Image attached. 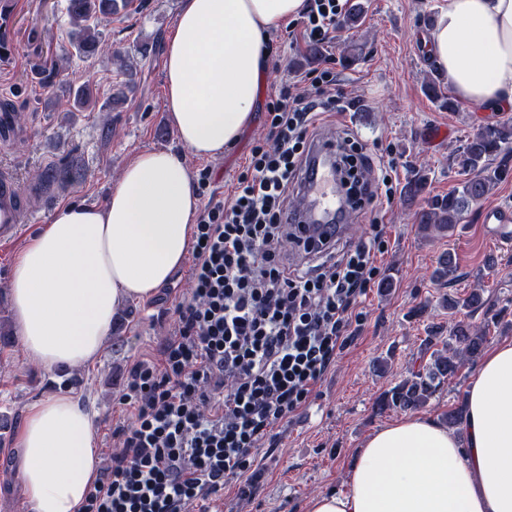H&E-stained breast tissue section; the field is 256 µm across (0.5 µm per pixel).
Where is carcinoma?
Returning a JSON list of instances; mask_svg holds the SVG:
<instances>
[{
	"label": "carcinoma",
	"instance_id": "cac0c4a2",
	"mask_svg": "<svg viewBox=\"0 0 512 512\" xmlns=\"http://www.w3.org/2000/svg\"><path fill=\"white\" fill-rule=\"evenodd\" d=\"M126 0H67L66 15L71 27L72 45L76 53L89 57L100 49L99 30L94 22L112 16ZM72 111L85 112L96 107L97 84L86 81L71 92ZM512 142V128L504 125L486 127L477 132L462 147L459 165L472 177L462 182L461 189L448 197L431 203L420 219L425 233L445 234L459 223L470 205L480 201L492 187L506 176L507 171L490 167V157L499 154ZM484 305L480 293L448 300V311L454 314L462 309L477 310ZM487 336L482 331L458 322L449 330L443 349L432 350L430 361L391 390V396L381 400L380 406L421 407L433 397L437 384L456 374L467 358L477 356Z\"/></svg>",
	"mask_w": 512,
	"mask_h": 512
}]
</instances>
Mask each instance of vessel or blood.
I'll list each match as a JSON object with an SVG mask.
<instances>
[{
	"instance_id": "vessel-or-blood-1",
	"label": "vessel or blood",
	"mask_w": 512,
	"mask_h": 512,
	"mask_svg": "<svg viewBox=\"0 0 512 512\" xmlns=\"http://www.w3.org/2000/svg\"><path fill=\"white\" fill-rule=\"evenodd\" d=\"M20 116L15 112L0 114V148L10 147L21 133L17 128ZM340 143L335 127L320 130L312 139L307 162L313 168L311 183L303 185L298 196L299 206L293 207L298 235L311 246L322 245L328 238H335L340 231L337 223L341 213L352 212L337 172ZM28 195L22 189L13 170L0 166V245L18 240L32 219V208L27 204Z\"/></svg>"
}]
</instances>
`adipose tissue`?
<instances>
[{
    "instance_id": "1",
    "label": "adipose tissue",
    "mask_w": 512,
    "mask_h": 512,
    "mask_svg": "<svg viewBox=\"0 0 512 512\" xmlns=\"http://www.w3.org/2000/svg\"><path fill=\"white\" fill-rule=\"evenodd\" d=\"M303 7L182 0L164 101L181 148L138 152L105 207H60L17 254L14 322L31 361L94 362L117 311L183 265L201 206L187 158H222L251 125L272 68L269 34ZM428 48L462 101L512 107V0H445ZM101 463L95 415L75 396L27 407L13 464L32 512H83ZM347 482L313 496L308 512H512V341L483 357L459 428L404 416L367 439Z\"/></svg>"
}]
</instances>
